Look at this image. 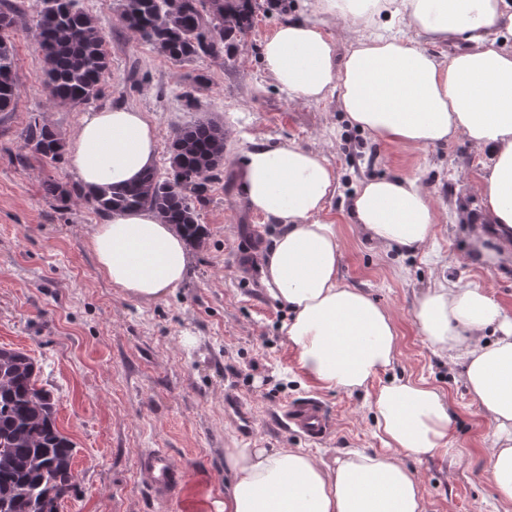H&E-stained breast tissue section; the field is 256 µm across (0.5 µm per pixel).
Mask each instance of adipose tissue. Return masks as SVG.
Instances as JSON below:
<instances>
[{
  "label": "adipose tissue",
  "mask_w": 512,
  "mask_h": 512,
  "mask_svg": "<svg viewBox=\"0 0 512 512\" xmlns=\"http://www.w3.org/2000/svg\"><path fill=\"white\" fill-rule=\"evenodd\" d=\"M393 32H379L382 20ZM342 22L341 49L326 31ZM512 0H305L302 18L278 25L262 48L268 78L297 98L335 97L350 124L405 149L465 138L482 155L469 189L476 258L487 235L512 243ZM458 43L441 59L420 39ZM157 159L154 127L124 105L84 115L67 167L85 190L132 184ZM238 191L255 213L281 224L264 268L268 292L290 317L281 331L316 386L352 392L390 368L399 335L392 315L339 278V239L325 212L336 175L324 157L292 142L253 144L242 153ZM352 223L383 248L426 249L436 224L426 188L409 177L361 183L349 200ZM99 274L140 302L178 288L191 255L175 225L156 212L113 211L89 239ZM415 319L434 353H460L462 377L493 426L490 473L512 502V316L479 286L442 284L421 295ZM386 452L348 451L333 462L294 448H228L223 494L206 495L207 512H426L416 474L399 452L425 457L446 450L448 403L422 382L393 378L373 400Z\"/></svg>",
  "instance_id": "adipose-tissue-1"
}]
</instances>
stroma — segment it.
<instances>
[{
    "label": "stroma",
    "instance_id": "35a3bbf8",
    "mask_svg": "<svg viewBox=\"0 0 512 512\" xmlns=\"http://www.w3.org/2000/svg\"><path fill=\"white\" fill-rule=\"evenodd\" d=\"M16 2L25 12L11 37L19 97L13 111L0 112V346L34 359L37 385L53 395L57 427L74 444L75 485L58 512H194L199 495L223 492L228 448H300L328 462L352 449H381L369 403L394 376L428 383L449 406L447 451L402 458L420 481L427 512H506L490 474L493 428L465 387L459 359L433 353L414 316L420 295L448 282L483 287L512 315V253L477 262L469 227L455 220L459 205L480 209L467 191L481 161L469 143L405 151L351 126L335 98L307 101L281 90L266 76L261 50L282 18L262 8L232 57L179 62L120 23L119 0H77L105 37L109 73L98 99L54 104L33 0ZM186 92L196 108L187 109ZM118 104L154 126L161 174L175 128L210 119L226 133L223 172L196 206L204 241L191 248L185 282L153 303L125 297L99 275L88 239L101 215L83 200L47 195V181L75 185L66 158L22 149L30 117L67 146L86 112ZM284 141L319 152L334 169L336 195L325 217L337 228L340 278L386 308L398 330L392 368L353 392L319 389L303 375L280 331L287 308L264 282L247 278L278 227L241 197L238 157L252 143ZM383 175L413 177L428 190L436 226L424 251L379 248L342 211L362 181ZM303 397L321 400L332 417L324 442L276 423L284 404ZM152 448L187 470L173 498L153 497L137 470L139 455Z\"/></svg>",
    "mask_w": 512,
    "mask_h": 512
}]
</instances>
